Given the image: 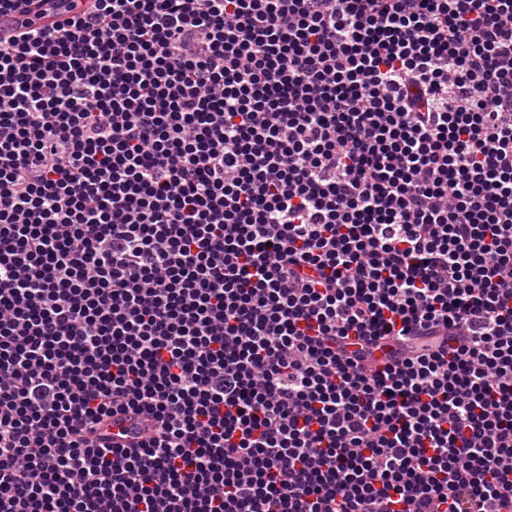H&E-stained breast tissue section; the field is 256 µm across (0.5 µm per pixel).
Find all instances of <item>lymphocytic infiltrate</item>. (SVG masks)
I'll return each instance as SVG.
<instances>
[{
	"label": "lymphocytic infiltrate",
	"instance_id": "f902f5d3",
	"mask_svg": "<svg viewBox=\"0 0 512 512\" xmlns=\"http://www.w3.org/2000/svg\"><path fill=\"white\" fill-rule=\"evenodd\" d=\"M0 512H512V0L0 45Z\"/></svg>",
	"mask_w": 512,
	"mask_h": 512
}]
</instances>
